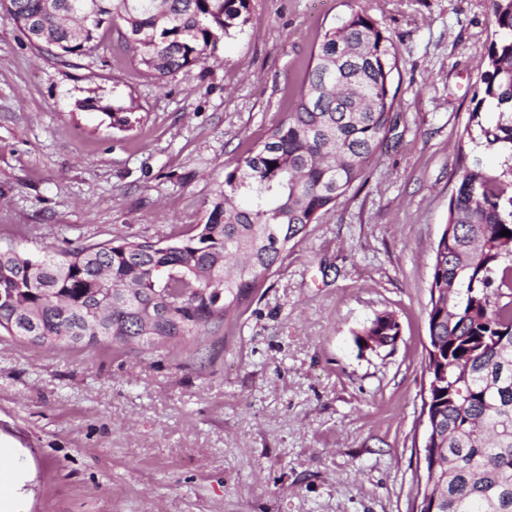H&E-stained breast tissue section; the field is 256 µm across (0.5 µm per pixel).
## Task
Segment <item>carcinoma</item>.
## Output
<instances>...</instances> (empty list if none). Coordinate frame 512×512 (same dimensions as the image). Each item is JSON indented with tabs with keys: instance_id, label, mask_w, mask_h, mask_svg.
I'll return each instance as SVG.
<instances>
[{
	"instance_id": "obj_1",
	"label": "carcinoma",
	"mask_w": 512,
	"mask_h": 512,
	"mask_svg": "<svg viewBox=\"0 0 512 512\" xmlns=\"http://www.w3.org/2000/svg\"><path fill=\"white\" fill-rule=\"evenodd\" d=\"M250 0H0L36 44L83 56L115 26L158 80L207 58L249 20ZM493 38L478 55L472 144L507 154L501 172L464 169L433 247L429 390L435 512H512V0H489ZM396 50L366 11L326 31L284 120L236 160L201 234L123 238L60 253L0 254V331L35 346L120 345L216 335L288 253V244L363 178L396 125ZM381 312L356 334L392 344Z\"/></svg>"
}]
</instances>
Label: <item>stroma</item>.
I'll return each mask as SVG.
<instances>
[{"mask_svg": "<svg viewBox=\"0 0 512 512\" xmlns=\"http://www.w3.org/2000/svg\"><path fill=\"white\" fill-rule=\"evenodd\" d=\"M361 8L397 52V125L208 361L0 335V438L33 475L26 512H412L432 247L465 167L504 161L457 151L488 0H250L247 24L160 82L116 30L92 55L58 57L0 9V249L191 234L289 111L324 32ZM383 311L396 342L359 350Z\"/></svg>", "mask_w": 512, "mask_h": 512, "instance_id": "35a3bbf8", "label": "stroma"}]
</instances>
